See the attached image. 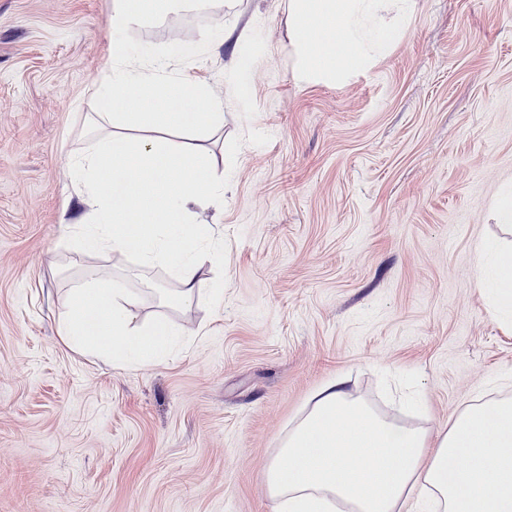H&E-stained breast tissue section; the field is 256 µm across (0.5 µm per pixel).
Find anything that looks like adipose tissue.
<instances>
[{
    "instance_id": "1",
    "label": "adipose tissue",
    "mask_w": 512,
    "mask_h": 512,
    "mask_svg": "<svg viewBox=\"0 0 512 512\" xmlns=\"http://www.w3.org/2000/svg\"><path fill=\"white\" fill-rule=\"evenodd\" d=\"M412 6L413 0H289L301 78L336 82L381 57ZM164 8V0H113V53L104 67L112 96L90 114L70 168L101 217L80 232L82 247L122 254L144 268L168 266L174 285L158 300L170 306L199 298L205 267L223 257L210 225L191 218L205 201L202 185L224 179L200 149L223 131L224 112L201 86L172 76L166 56H154L144 69L126 62L123 36ZM129 89L137 93L136 111H116L114 99ZM195 100L204 111H186ZM72 294L96 320L64 313L66 343L109 341L119 364L165 360L172 327L142 319L140 295L124 280L79 283ZM266 485L272 512H512V398L467 405L433 430L382 413L356 396L346 377L329 379L290 423Z\"/></svg>"
}]
</instances>
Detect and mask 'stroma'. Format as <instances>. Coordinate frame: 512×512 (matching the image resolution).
I'll list each match as a JSON object with an SVG mask.
<instances>
[{
  "label": "stroma",
  "mask_w": 512,
  "mask_h": 512,
  "mask_svg": "<svg viewBox=\"0 0 512 512\" xmlns=\"http://www.w3.org/2000/svg\"><path fill=\"white\" fill-rule=\"evenodd\" d=\"M112 3L0 0V512H271L267 466L333 377L432 428L512 397V314L476 255L512 241V0H414L388 54L335 84L298 78L288 0L130 32L132 59L172 57L224 102V181L194 218L224 243L205 282L223 297L175 307L152 293L164 268L74 249L93 213L68 161ZM107 266L176 329L164 362L62 343L71 289Z\"/></svg>",
  "instance_id": "stroma-1"
}]
</instances>
